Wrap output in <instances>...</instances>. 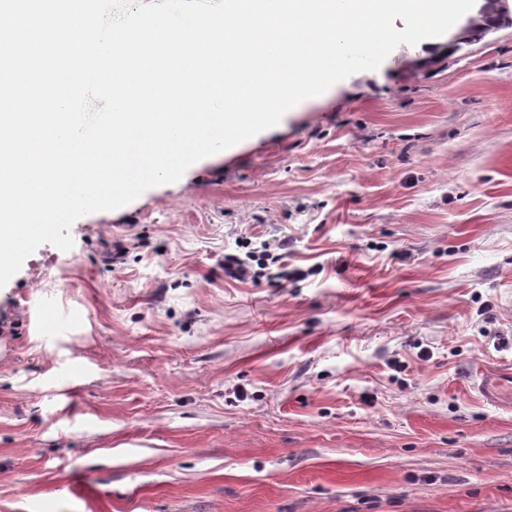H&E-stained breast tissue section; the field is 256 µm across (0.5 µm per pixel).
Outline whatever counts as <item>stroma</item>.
Masks as SVG:
<instances>
[{
  "label": "stroma",
  "instance_id": "35a3bbf8",
  "mask_svg": "<svg viewBox=\"0 0 512 512\" xmlns=\"http://www.w3.org/2000/svg\"><path fill=\"white\" fill-rule=\"evenodd\" d=\"M70 235L0 288V512H512V27ZM245 238L299 277L225 275Z\"/></svg>",
  "mask_w": 512,
  "mask_h": 512
}]
</instances>
